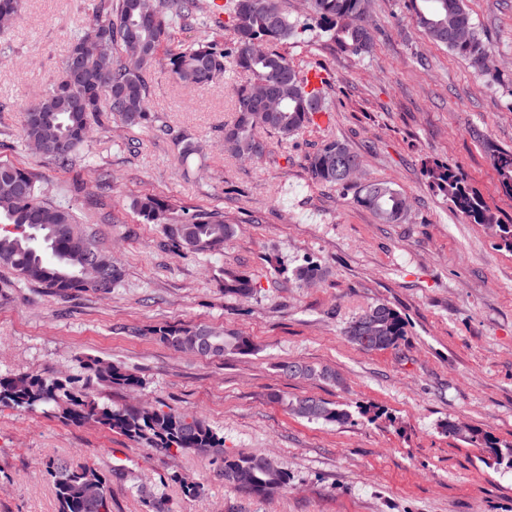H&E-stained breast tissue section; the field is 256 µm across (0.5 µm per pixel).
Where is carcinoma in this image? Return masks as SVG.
<instances>
[{
    "instance_id": "1",
    "label": "carcinoma",
    "mask_w": 512,
    "mask_h": 512,
    "mask_svg": "<svg viewBox=\"0 0 512 512\" xmlns=\"http://www.w3.org/2000/svg\"><path fill=\"white\" fill-rule=\"evenodd\" d=\"M412 23L430 41L463 58L477 74L493 79L489 53L466 0H405ZM201 0H98L93 14L70 39L62 74L35 101L23 109L21 136L30 153L59 169L82 165L87 130L101 128L110 119L126 128L151 122L149 95L158 49L180 21H193L200 35L168 59L169 73L186 87L215 84L231 70L251 75V82L234 88L235 118L224 125L222 146L232 156L260 163L269 154L263 137L274 132L286 140L315 123V117L330 109L331 77L315 85L309 72L299 68L279 46L307 32H317L342 54L362 58L372 53L377 30L370 24L371 0H306L305 20L291 17L286 0H224V23L233 28L230 45L210 38L201 21ZM85 53L88 69L106 61L112 92L104 93L94 77L78 82L69 77V59ZM502 189L512 195V148L483 141ZM314 180L346 186V170L362 166L360 155L344 140L327 139L306 156ZM431 185L450 208L473 224L495 226L504 245L512 248V224L496 217L461 172L434 163L427 168ZM354 201L368 209L381 224H400L409 205L394 183L374 179L355 193ZM135 212L148 224H160L165 237L176 247L194 252L212 251L235 234L224 215L199 210L175 214L169 200L155 195L133 201ZM72 208L55 202L32 171L0 163V267L32 285L66 297L81 290H111L123 277L112 255L95 240L74 232ZM294 279L307 283L321 278V268L306 262L293 270ZM224 295L247 300L255 293L253 279L239 270L224 269ZM378 317L376 335L395 348L406 335L405 321L386 303H377L346 327L345 336L359 349L373 348L360 339V331ZM151 334L175 350H192L204 357L227 353L246 354L250 340L239 332L207 327L159 326ZM85 384L139 386L142 380L120 365L98 359L81 361ZM280 372L290 378H318L339 385L331 368H315L297 361H283ZM0 404L25 411L49 407L62 418L118 432L165 453L217 456L224 463V480L255 494L273 495L288 483V475L264 456H224V437L201 418L162 409L146 416L139 411L100 405L78 389L71 378L33 374L0 375ZM288 409L308 421L344 424L350 412L323 399L304 396L286 402ZM448 434L461 435L486 454L488 464L512 465V444L477 430L449 424ZM47 472L53 480L58 512H111L101 510V501L91 488L109 484V478L92 466L74 468L52 460Z\"/></svg>"
}]
</instances>
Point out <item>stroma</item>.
I'll list each match as a JSON object with an SVG mask.
<instances>
[{"mask_svg":"<svg viewBox=\"0 0 512 512\" xmlns=\"http://www.w3.org/2000/svg\"><path fill=\"white\" fill-rule=\"evenodd\" d=\"M95 3L22 0L0 31V162L31 168L124 278L107 293L58 297L0 268V375L77 376L86 357L124 366L142 386H96V401L198 415L223 436L225 455H271L288 484L259 496L226 483L221 461L0 405V512H57L52 459L105 474L112 512H148L145 489L170 512H512V468L485 465L444 429L452 421L512 441V251L452 211L424 172L431 160L460 168L512 222V195L482 145L512 148V0H467L498 64L495 83L416 30L404 0H373L371 56H345L309 33L289 43L296 64L331 75L333 107L289 140L266 133L270 155L259 165L218 143L234 117L232 89L248 75L181 86L167 62L197 30L175 24L157 55L152 123L95 130L89 166L62 171L25 150L22 108L60 76L68 40ZM180 133L201 152L182 159ZM327 138L362 157L363 178L404 191V223H378L354 188L312 179L306 156ZM144 194L223 211L237 233L213 252L178 251L131 209ZM307 260L324 271L313 285L291 275ZM228 268L253 278L252 299L225 296ZM378 302L401 313L406 334L397 348L369 353L344 330ZM159 325L238 331L254 349L223 358L175 350L148 335ZM284 361L335 369L342 383L286 377ZM298 396L346 406L352 418L295 417L285 403ZM186 481L196 494H184Z\"/></svg>","mask_w":512,"mask_h":512,"instance_id":"35a3bbf8","label":"stroma"}]
</instances>
